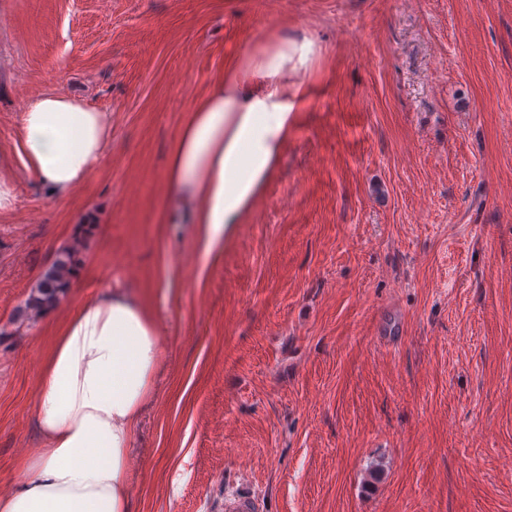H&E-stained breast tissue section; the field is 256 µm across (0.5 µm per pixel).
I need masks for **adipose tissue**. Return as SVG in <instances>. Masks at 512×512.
Instances as JSON below:
<instances>
[{"instance_id":"adipose-tissue-1","label":"adipose tissue","mask_w":512,"mask_h":512,"mask_svg":"<svg viewBox=\"0 0 512 512\" xmlns=\"http://www.w3.org/2000/svg\"><path fill=\"white\" fill-rule=\"evenodd\" d=\"M308 37L260 39L224 68L177 134L167 178L203 230L205 252L241 223L279 161L303 74ZM104 113L60 93L30 98L20 118L26 168L53 195L79 186L106 153ZM158 319L133 291L108 288L71 311L44 361L33 406L35 453L0 512H132L130 449L165 360Z\"/></svg>"}]
</instances>
